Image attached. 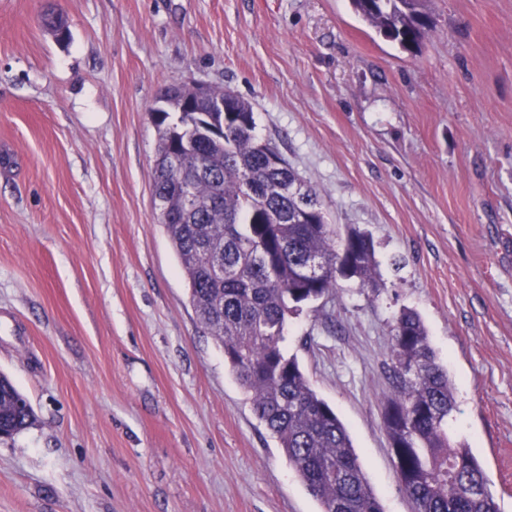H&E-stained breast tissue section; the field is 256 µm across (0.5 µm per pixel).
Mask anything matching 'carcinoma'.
<instances>
[{"label":"carcinoma","instance_id":"cac0c4a2","mask_svg":"<svg viewBox=\"0 0 512 512\" xmlns=\"http://www.w3.org/2000/svg\"><path fill=\"white\" fill-rule=\"evenodd\" d=\"M350 2L370 27L408 52L431 28L423 0ZM210 94L224 97L225 111L157 113L163 129L153 194L170 207L164 230L192 307L322 512H384L345 425L281 346L288 317L333 296L339 280L377 287L372 237L354 228L337 232L316 190L274 144L255 135L247 100L215 88ZM184 124L205 130L196 151L209 173L163 177L167 141L181 145ZM393 331L397 394L384 425L404 492L417 512H500L480 462L449 435L454 386L421 317L405 309ZM35 420L26 397L0 374V426L16 435Z\"/></svg>","mask_w":512,"mask_h":512}]
</instances>
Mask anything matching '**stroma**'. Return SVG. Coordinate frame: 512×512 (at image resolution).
Instances as JSON below:
<instances>
[{"instance_id":"stroma-1","label":"stroma","mask_w":512,"mask_h":512,"mask_svg":"<svg viewBox=\"0 0 512 512\" xmlns=\"http://www.w3.org/2000/svg\"><path fill=\"white\" fill-rule=\"evenodd\" d=\"M67 24L57 39L39 22ZM419 54L350 0H0V372L36 422L0 441V512H321L197 320L152 204L167 86L253 108L332 223L369 232L284 349L345 424L384 512V428L418 312L453 439L512 512V0H426Z\"/></svg>"}]
</instances>
